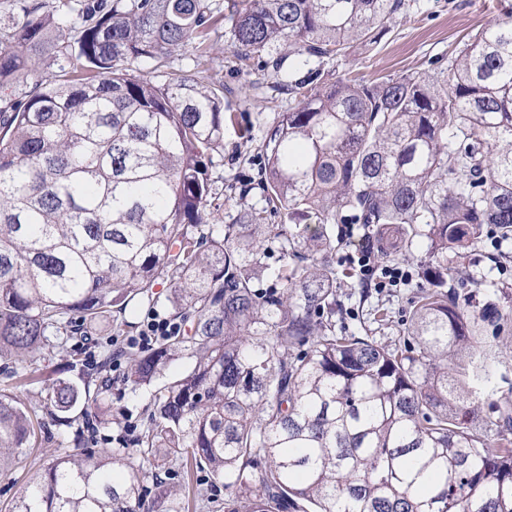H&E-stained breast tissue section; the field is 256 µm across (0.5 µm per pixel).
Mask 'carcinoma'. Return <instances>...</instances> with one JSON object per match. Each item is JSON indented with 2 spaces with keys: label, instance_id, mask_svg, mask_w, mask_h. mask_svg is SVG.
<instances>
[{
  "label": "carcinoma",
  "instance_id": "1",
  "mask_svg": "<svg viewBox=\"0 0 512 512\" xmlns=\"http://www.w3.org/2000/svg\"><path fill=\"white\" fill-rule=\"evenodd\" d=\"M405 0H86L72 40L27 0L0 41V474L39 439L57 457L0 512H188L168 466L224 484L212 512H512V410L483 343L509 327L499 301L471 311L467 253L512 237V11L442 68L380 82L334 80L326 65L374 45ZM227 28L239 60L268 71L294 106L261 142L263 205L238 224L219 211L208 165L224 85L137 73ZM44 79L24 100L15 88ZM278 227L282 265L262 242ZM362 224L389 263L426 248L428 286L402 339L337 328L336 269ZM456 257L448 265V251ZM180 333L123 352L122 386L149 399L117 448L112 378L80 359L46 360L115 318L138 327L157 281ZM272 283L263 287L264 282ZM69 375H64V372ZM38 387L42 414L22 397ZM494 432L489 440L476 422ZM77 426L68 448L53 428Z\"/></svg>",
  "mask_w": 512,
  "mask_h": 512
}]
</instances>
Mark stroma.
<instances>
[{"instance_id":"35a3bbf8","label":"stroma","mask_w":512,"mask_h":512,"mask_svg":"<svg viewBox=\"0 0 512 512\" xmlns=\"http://www.w3.org/2000/svg\"><path fill=\"white\" fill-rule=\"evenodd\" d=\"M408 9L399 15L382 40L370 47L357 46L344 57L330 63L334 75L375 82L389 75L424 72L435 59H448L455 54L468 34L480 29L501 12L502 5L512 0H406ZM206 40L211 46L206 64L209 80L223 84L224 103L241 112L254 126L256 136H263L273 126L281 112L287 111V94L275 90L274 80L257 67L245 66L236 55V49L223 28L208 31ZM233 130L224 132V158L209 170V177L220 196L221 210L214 221L232 223L242 203L260 205L259 190H252L247 199L229 193L230 180L253 177L261 161L258 146L237 149ZM423 253H416L410 264L416 273L412 284L391 291L372 292L367 301L352 299L351 289H342L348 298L351 312L343 319L348 332L359 333L369 326L370 310L385 305L392 312V321L384 328L374 330L376 340L384 342L398 338L402 321L420 288L425 285L420 275ZM472 277L465 288V299L470 309H480L488 290H512V239L499 243L484 238L469 257ZM55 441L42 440L24 455L5 476H0V502L15 497L27 482L38 476L57 456Z\"/></svg>"}]
</instances>
